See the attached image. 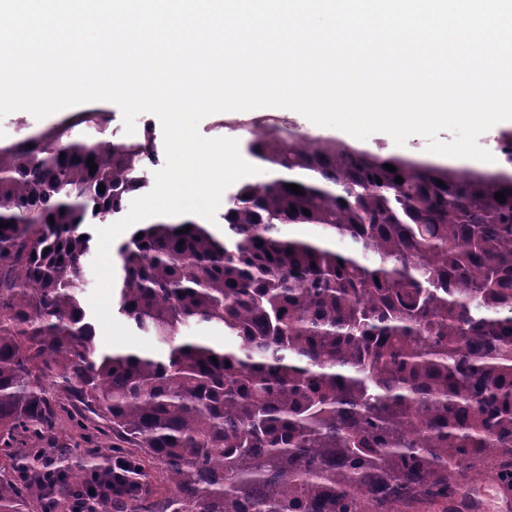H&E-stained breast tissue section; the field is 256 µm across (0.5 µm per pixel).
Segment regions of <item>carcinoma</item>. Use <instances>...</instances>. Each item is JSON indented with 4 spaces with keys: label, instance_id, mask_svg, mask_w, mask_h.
Wrapping results in <instances>:
<instances>
[{
    "label": "carcinoma",
    "instance_id": "obj_1",
    "mask_svg": "<svg viewBox=\"0 0 512 512\" xmlns=\"http://www.w3.org/2000/svg\"><path fill=\"white\" fill-rule=\"evenodd\" d=\"M73 128L0 146V444L30 448L0 465V512L90 495L82 474L39 467L61 395L161 469L162 512H412L487 468L512 482V130L486 172L252 123L266 178L232 197L223 238L159 221L116 251L119 311L156 355L98 349L78 298L81 226L146 187L153 134ZM192 323L237 347L193 340ZM100 497L148 512L129 483Z\"/></svg>",
    "mask_w": 512,
    "mask_h": 512
}]
</instances>
